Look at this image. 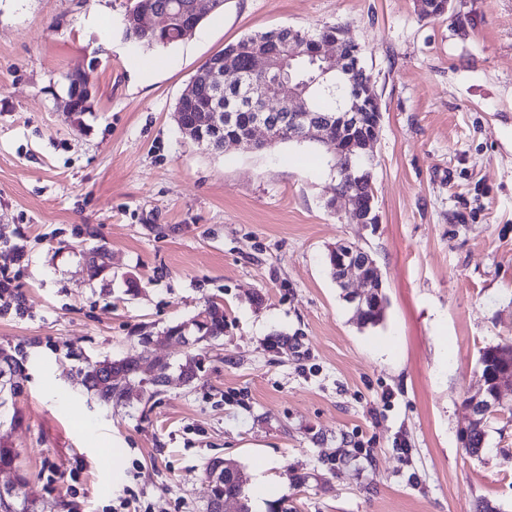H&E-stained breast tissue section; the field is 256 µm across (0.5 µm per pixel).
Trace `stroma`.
Here are the masks:
<instances>
[{
    "instance_id": "35a3bbf8",
    "label": "stroma",
    "mask_w": 512,
    "mask_h": 512,
    "mask_svg": "<svg viewBox=\"0 0 512 512\" xmlns=\"http://www.w3.org/2000/svg\"><path fill=\"white\" fill-rule=\"evenodd\" d=\"M131 3L0 0V349L23 364L0 484L24 477L43 512H206L209 459L249 478L262 459L290 512H512V417L481 456L459 440L482 350L512 342V0H464L458 22L422 0H224L166 47L127 35ZM323 25L363 46L380 99L375 224L330 207L318 143L214 152L178 125L227 44ZM72 73L92 91L73 116ZM340 241L380 271L377 326L328 273ZM211 299L223 338L166 336ZM144 334L169 383L99 407L84 368Z\"/></svg>"
}]
</instances>
